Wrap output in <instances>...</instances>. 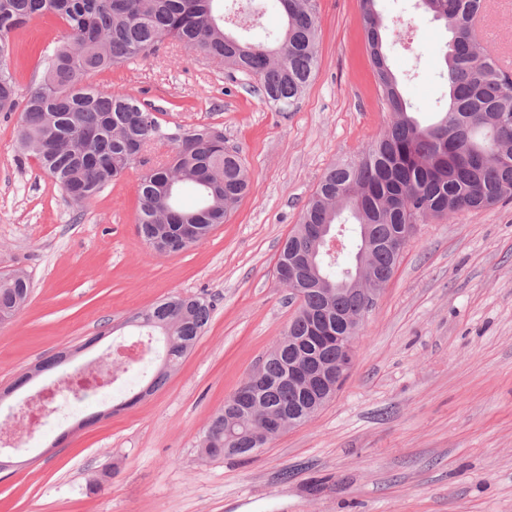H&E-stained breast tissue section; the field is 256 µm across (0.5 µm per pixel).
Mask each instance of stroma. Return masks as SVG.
Returning a JSON list of instances; mask_svg holds the SVG:
<instances>
[{
    "label": "stroma",
    "mask_w": 512,
    "mask_h": 512,
    "mask_svg": "<svg viewBox=\"0 0 512 512\" xmlns=\"http://www.w3.org/2000/svg\"><path fill=\"white\" fill-rule=\"evenodd\" d=\"M416 0H377L385 52L419 121L448 97L443 25ZM319 65L298 107L278 112L254 79L167 40L90 76L146 99L162 126L210 124L239 149L252 188L224 224L174 255L137 234L133 166L73 205L15 144L0 112V274L23 270L27 307L0 325V421L32 395L17 381L38 361L78 363L136 341L133 317L163 298L213 302L211 320L166 384L135 378L73 404L0 473V512H512V200L417 225L377 294L342 388L310 421L249 458H200L196 444L299 308L276 274L285 239L325 170L358 157L389 114L368 59L358 0H316ZM484 44L512 58V0H489ZM63 34L52 15L15 30L20 94ZM98 493L87 483L103 470Z\"/></svg>",
    "instance_id": "35a3bbf8"
}]
</instances>
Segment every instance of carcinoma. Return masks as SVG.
Listing matches in <instances>:
<instances>
[{"instance_id":"cac0c4a2","label":"carcinoma","mask_w":512,"mask_h":512,"mask_svg":"<svg viewBox=\"0 0 512 512\" xmlns=\"http://www.w3.org/2000/svg\"><path fill=\"white\" fill-rule=\"evenodd\" d=\"M254 15L274 10L282 27L271 42L250 41L228 28L240 15L238 0H0V112H20L18 147L38 161L55 185L78 207L93 200L136 164L130 147L172 146L165 162L142 175L136 229L156 253L170 255L204 239L235 209L251 184L240 153L213 136L215 128L162 127L155 109L138 97L86 83L87 76L144 57L171 39L220 65L252 77L259 95L279 112L297 109L318 67L319 21L315 0H250ZM370 61L391 114L383 135L357 160L335 165L320 179L288 236L277 272L297 263V277L281 282L301 307L325 313L323 327L336 332V315L364 308V295L349 290L358 263L366 288L392 277L400 257L394 243L409 226L428 218L488 208L512 199V72L476 40L473 22L487 0H420L417 9L443 23L449 39L442 56L448 106L421 125L408 111L384 52L385 19L375 0H359ZM46 15L64 23L43 78L19 95L12 71L10 33ZM190 187L193 207L180 203ZM315 224H330L342 237H356L347 262L326 253ZM30 282L21 271L0 274V323L27 303ZM213 305L196 296H173L137 315L149 336L162 338L167 367L150 381L164 385L203 335ZM313 321L297 314L286 335L327 359L335 351L310 339ZM258 408L232 398L203 429L198 448L217 459L247 457L269 417L299 412L304 403L288 387V344H277L262 364Z\"/></svg>"}]
</instances>
